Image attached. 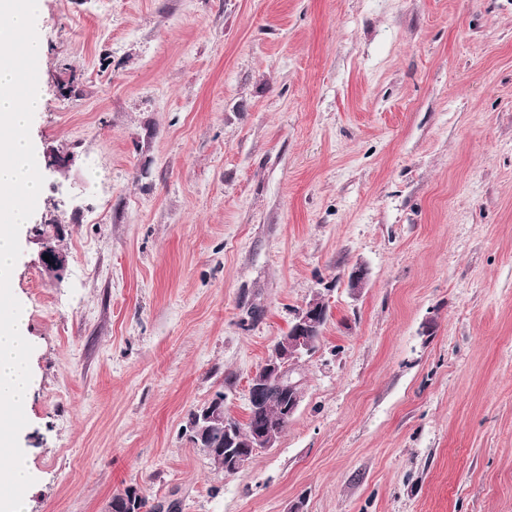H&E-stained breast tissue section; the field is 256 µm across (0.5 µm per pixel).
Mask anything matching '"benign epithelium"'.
Masks as SVG:
<instances>
[{
  "instance_id": "7a95c632",
  "label": "benign epithelium",
  "mask_w": 512,
  "mask_h": 512,
  "mask_svg": "<svg viewBox=\"0 0 512 512\" xmlns=\"http://www.w3.org/2000/svg\"><path fill=\"white\" fill-rule=\"evenodd\" d=\"M40 243L39 260L44 270L54 278H63L69 263L67 253L54 244V238L44 234L40 235ZM46 255L49 256L47 260L44 259ZM326 309V302L318 295L297 309L288 335L277 339L265 364L249 378L248 405L256 410H262L268 404V382L274 378L284 382L282 404L274 415L280 425L291 421L302 401V366L314 354V343L308 341V337L321 334ZM221 425L224 426L225 448L218 452L224 455L226 466L236 471L249 463L256 450L275 447L283 434L279 425L271 422L251 430L236 426L224 415V400L216 398L194 412L188 423L190 438L198 446L206 433ZM103 512H144L140 493L130 490L122 495L120 502L108 500Z\"/></svg>"
}]
</instances>
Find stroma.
Masks as SVG:
<instances>
[{
    "label": "stroma",
    "mask_w": 512,
    "mask_h": 512,
    "mask_svg": "<svg viewBox=\"0 0 512 512\" xmlns=\"http://www.w3.org/2000/svg\"><path fill=\"white\" fill-rule=\"evenodd\" d=\"M37 27L30 136L73 162L41 167L13 274L30 512L128 487L161 512H512V0H40ZM316 294L297 413L225 473L190 412L220 392L246 421ZM39 241L41 243V251L39 253V260L44 270L50 276L61 279L68 267L69 258L67 253L59 249L54 244V238L39 234ZM44 255L49 256L50 262H46Z\"/></svg>",
    "instance_id": "35a3bbf8"
}]
</instances>
